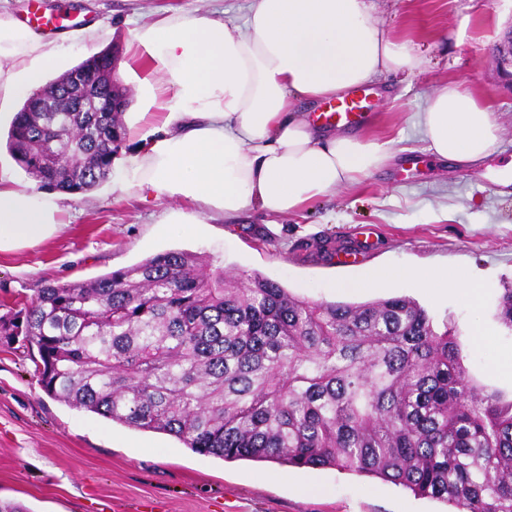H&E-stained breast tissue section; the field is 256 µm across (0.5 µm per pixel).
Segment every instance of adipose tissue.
Wrapping results in <instances>:
<instances>
[{"instance_id":"adipose-tissue-1","label":"adipose tissue","mask_w":512,"mask_h":512,"mask_svg":"<svg viewBox=\"0 0 512 512\" xmlns=\"http://www.w3.org/2000/svg\"><path fill=\"white\" fill-rule=\"evenodd\" d=\"M135 43L163 78L141 80L146 108L125 132L138 153L130 169L113 167L112 182L125 195L199 206L200 216L161 221L163 235L202 232L209 213L288 215L379 168L386 143L312 122L297 106L424 63L374 21L369 0H250L244 23L166 17ZM59 57L0 20V94L28 97ZM418 125L429 150L457 165L487 158L500 130L490 105L448 84L429 95ZM62 210L59 194L18 187L0 170V252L55 236Z\"/></svg>"}]
</instances>
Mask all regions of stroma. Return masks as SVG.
I'll use <instances>...</instances> for the list:
<instances>
[{
    "label": "stroma",
    "mask_w": 512,
    "mask_h": 512,
    "mask_svg": "<svg viewBox=\"0 0 512 512\" xmlns=\"http://www.w3.org/2000/svg\"><path fill=\"white\" fill-rule=\"evenodd\" d=\"M247 0H8L13 19L30 12L71 17L66 32L45 37L46 50L72 44L62 69L100 49L114 52L116 75L140 109L133 31L159 17L243 20ZM390 36L425 59L411 75L366 84L367 117L353 133L389 142L391 159L353 185L282 216L247 209L229 221L208 217L201 235L162 237L166 216L195 213L193 204L114 193L111 183L67 195L63 230L43 244L0 253V303L34 298L45 283L87 280L169 250L200 257L240 277L259 273L302 299L360 303L406 295L436 323L455 324L474 382L512 399V329L497 315L512 284V91L498 77L492 47L512 24V0H376ZM101 25L103 46L78 43L82 28ZM455 83L489 100L500 125L494 151L459 167L428 150L415 115L436 87ZM329 239L362 242L355 260L336 265L315 248ZM467 271L481 284L480 302L451 288L415 280L356 289L367 270ZM0 499L29 512H447L375 477L333 468H283L266 461L228 462L200 455L162 432H141L49 397L25 349L0 347Z\"/></svg>",
    "instance_id": "1"
}]
</instances>
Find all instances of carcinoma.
I'll return each instance as SVG.
<instances>
[{"label":"carcinoma","instance_id":"carcinoma-1","mask_svg":"<svg viewBox=\"0 0 512 512\" xmlns=\"http://www.w3.org/2000/svg\"><path fill=\"white\" fill-rule=\"evenodd\" d=\"M6 142L41 185L112 175L121 112H35ZM512 329V288L499 299ZM45 393L227 461L330 467L456 512H512V401L478 388L454 327L407 296L310 301L260 273L236 279L167 251L83 282L47 284L0 315Z\"/></svg>","mask_w":512,"mask_h":512}]
</instances>
